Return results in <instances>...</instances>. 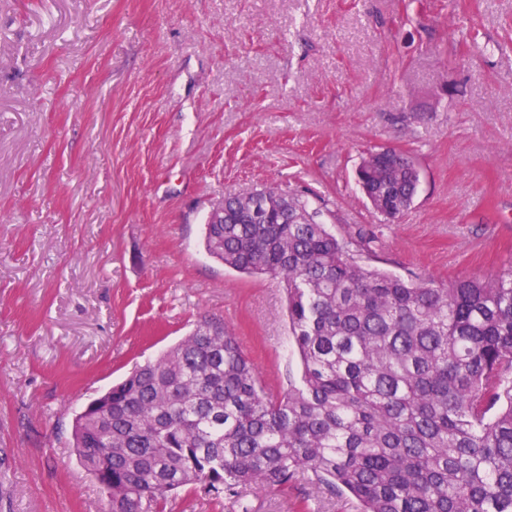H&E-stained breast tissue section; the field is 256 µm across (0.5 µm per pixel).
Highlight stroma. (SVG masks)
I'll return each mask as SVG.
<instances>
[{"mask_svg":"<svg viewBox=\"0 0 512 512\" xmlns=\"http://www.w3.org/2000/svg\"><path fill=\"white\" fill-rule=\"evenodd\" d=\"M418 163L387 220L355 172ZM271 185L322 200L374 265L439 282L512 256V0H0V512H105L74 415L200 316L265 391L297 382L282 284L204 219ZM251 512H356L300 478Z\"/></svg>","mask_w":512,"mask_h":512,"instance_id":"obj_1","label":"stroma"}]
</instances>
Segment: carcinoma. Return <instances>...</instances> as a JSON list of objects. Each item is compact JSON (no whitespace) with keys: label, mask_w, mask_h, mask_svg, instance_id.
Wrapping results in <instances>:
<instances>
[{"label":"carcinoma","mask_w":512,"mask_h":512,"mask_svg":"<svg viewBox=\"0 0 512 512\" xmlns=\"http://www.w3.org/2000/svg\"><path fill=\"white\" fill-rule=\"evenodd\" d=\"M363 193L396 219L418 187L407 154L370 151ZM271 206L268 224L252 205ZM298 195L224 198L205 246L225 267L283 283L299 382L266 394L224 322L135 367L73 421V447L109 512H163L191 486L239 498L300 475L358 512H512V259L441 284L362 264Z\"/></svg>","instance_id":"cac0c4a2"}]
</instances>
